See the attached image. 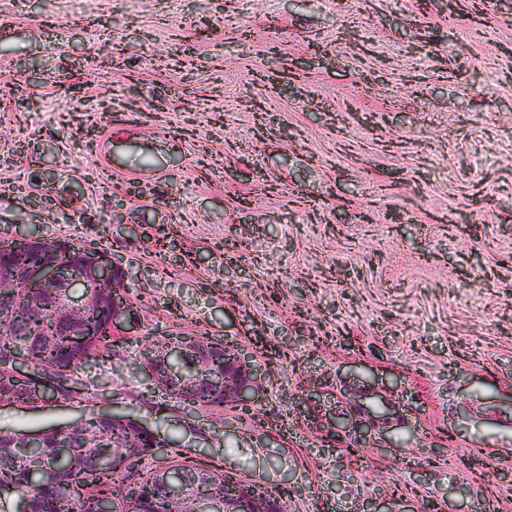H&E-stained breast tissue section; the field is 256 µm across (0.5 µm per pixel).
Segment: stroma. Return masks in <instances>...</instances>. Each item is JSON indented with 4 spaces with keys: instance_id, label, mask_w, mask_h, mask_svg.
Segmentation results:
<instances>
[{
    "instance_id": "35a3bbf8",
    "label": "stroma",
    "mask_w": 512,
    "mask_h": 512,
    "mask_svg": "<svg viewBox=\"0 0 512 512\" xmlns=\"http://www.w3.org/2000/svg\"><path fill=\"white\" fill-rule=\"evenodd\" d=\"M2 231L123 256L130 317L0 430L105 408L288 512H512V0H0ZM170 333L258 399L154 387ZM220 346L224 352V363L215 362L208 371L224 380L214 378L210 374H207V380L211 384L224 383V390L210 384H202L194 393H181L179 381L173 382L169 392L180 403H186L194 409L203 411L224 410V405L242 408L250 406L249 403L255 398L257 390L255 369L249 361L236 355L235 350L226 343Z\"/></svg>"
}]
</instances>
